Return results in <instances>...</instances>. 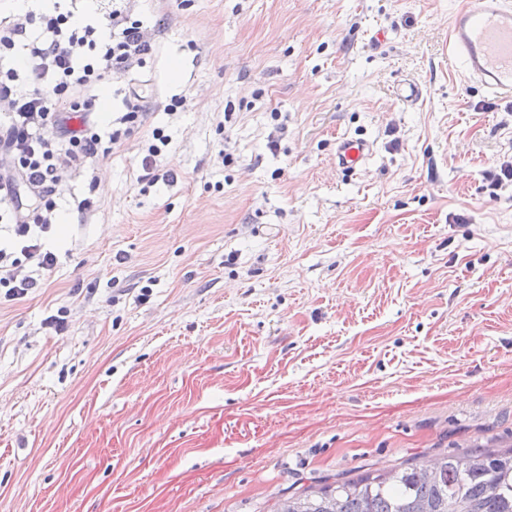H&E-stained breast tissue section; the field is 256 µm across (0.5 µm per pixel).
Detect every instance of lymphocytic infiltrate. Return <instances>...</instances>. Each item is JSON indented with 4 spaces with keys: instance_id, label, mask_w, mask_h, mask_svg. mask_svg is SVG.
<instances>
[{
    "instance_id": "f902f5d3",
    "label": "lymphocytic infiltrate",
    "mask_w": 512,
    "mask_h": 512,
    "mask_svg": "<svg viewBox=\"0 0 512 512\" xmlns=\"http://www.w3.org/2000/svg\"><path fill=\"white\" fill-rule=\"evenodd\" d=\"M81 2L0 13V224L25 240L16 254L0 248V288L11 297L37 285L17 276L22 261L44 270L56 262L27 238L32 228L54 224L57 184L141 123L139 105L129 101L111 129L100 128L95 91L112 75L138 72L153 52L152 35L131 19L129 0H105L93 24L76 21Z\"/></svg>"
}]
</instances>
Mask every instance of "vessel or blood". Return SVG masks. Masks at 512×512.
I'll list each match as a JSON object with an SVG mask.
<instances>
[{
  "instance_id": "vessel-or-blood-1",
  "label": "vessel or blood",
  "mask_w": 512,
  "mask_h": 512,
  "mask_svg": "<svg viewBox=\"0 0 512 512\" xmlns=\"http://www.w3.org/2000/svg\"><path fill=\"white\" fill-rule=\"evenodd\" d=\"M449 57L470 78L501 98H512V0H473L448 24ZM370 152L368 142L342 138L336 143L337 166L359 169Z\"/></svg>"
}]
</instances>
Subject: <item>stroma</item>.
<instances>
[{
  "instance_id": "35a3bbf8",
  "label": "stroma",
  "mask_w": 512,
  "mask_h": 512,
  "mask_svg": "<svg viewBox=\"0 0 512 512\" xmlns=\"http://www.w3.org/2000/svg\"><path fill=\"white\" fill-rule=\"evenodd\" d=\"M469 2L139 0L144 120L0 293V512H271L512 446V100L448 61ZM370 152V144L364 140L342 138L336 143L337 166L344 172L354 173Z\"/></svg>"
}]
</instances>
